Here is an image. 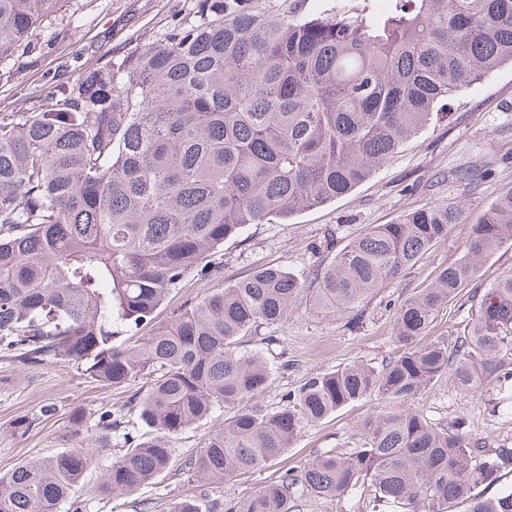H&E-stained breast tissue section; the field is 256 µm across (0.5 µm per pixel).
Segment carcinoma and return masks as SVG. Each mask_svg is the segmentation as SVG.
I'll return each mask as SVG.
<instances>
[{
  "label": "carcinoma",
  "mask_w": 512,
  "mask_h": 512,
  "mask_svg": "<svg viewBox=\"0 0 512 512\" xmlns=\"http://www.w3.org/2000/svg\"><path fill=\"white\" fill-rule=\"evenodd\" d=\"M62 0H0V56ZM512 64V0H190L163 37L62 85L25 112L0 113V355L29 367L50 356L116 390L138 381L144 428L96 491H137L172 462V439L222 408L184 470L200 480L279 463L303 428L367 396L401 401L450 374L474 391L512 381V271L485 288L457 336L430 329L512 240V191L472 224L466 253L396 310L392 355L312 374L285 404L258 401L276 371L240 339L271 345L305 283L261 267L158 322L186 275L249 224L344 196L438 119L468 86ZM460 213L431 204L355 237L313 273L315 305L347 311L448 237ZM153 325L142 341L115 342ZM125 415L91 442L0 476V512H59L110 446ZM512 462L460 421L388 411L243 500L195 499L175 512H298L308 497L372 494L359 512H512V491L478 488Z\"/></svg>",
  "instance_id": "1"
}]
</instances>
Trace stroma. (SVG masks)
<instances>
[{
    "mask_svg": "<svg viewBox=\"0 0 512 512\" xmlns=\"http://www.w3.org/2000/svg\"><path fill=\"white\" fill-rule=\"evenodd\" d=\"M188 0H62L42 17L28 42L0 58V113L23 112L37 105L48 82L60 77L77 83L89 71L156 41ZM451 118L432 124L353 192L273 224H250L227 239L212 256L216 274L193 272L172 290L161 309L169 318L185 301H196L237 281L260 266H278L301 280L329 260L366 227L390 224L431 203H450L461 211L448 238L434 245L412 268L387 282L348 312L318 310L304 296L288 323L270 325L273 351L287 370L277 372L265 390L266 406L309 374L353 363L381 365L394 349L395 312L405 298L425 288L437 273L464 254L469 226L502 192L512 190V66L503 65L469 86L454 101ZM461 166L489 170L482 185L466 186L454 177ZM123 397L88 378L76 363L47 359L22 369L0 358V474L18 463L52 457L93 436L102 413L114 411ZM496 380L477 392L435 384L402 402L432 421L463 418L468 430L488 448H512V412ZM392 403L367 398L307 426L288 450L297 466L314 452L357 441L361 422L392 410ZM81 413L74 423L73 413ZM224 425L223 411L191 426L173 439V464L119 505L98 495L95 483L125 443L113 438L100 454L77 498L60 512H174L198 489L183 468Z\"/></svg>",
    "mask_w": 512,
    "mask_h": 512,
    "instance_id": "obj_1",
    "label": "stroma"
}]
</instances>
